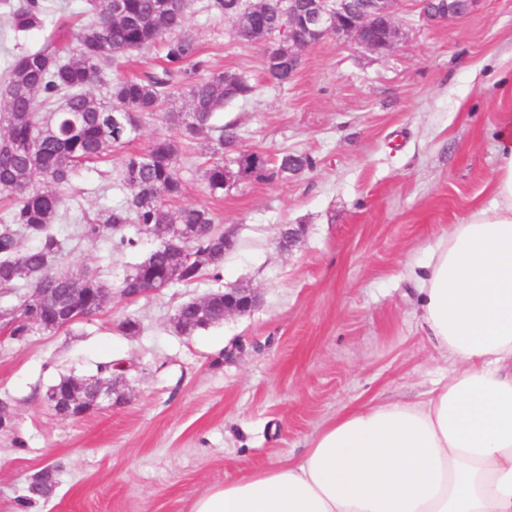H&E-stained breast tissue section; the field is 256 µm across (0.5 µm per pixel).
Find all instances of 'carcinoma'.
<instances>
[{
	"mask_svg": "<svg viewBox=\"0 0 512 512\" xmlns=\"http://www.w3.org/2000/svg\"><path fill=\"white\" fill-rule=\"evenodd\" d=\"M10 25L16 34L40 29L45 24L41 0H4ZM188 0H89L88 21L73 33L74 45L56 38L41 49L15 55L0 77V193L11 197L12 207L0 218V292L21 286L41 288L52 298H64L70 288H107L99 275L76 280L57 272L52 259L65 243L52 225L67 208L65 191L76 170L98 161L110 150L128 146L148 116L162 114L170 133L154 137L139 150H128L120 162V181L126 199L82 216L78 233L88 241L99 227L115 230L112 249L133 251L139 245L128 230L137 224H180L183 232L197 237L199 249L209 261L188 266L183 253L166 246L146 255L142 278L125 276L120 292L129 288H162L167 273L185 272L183 284L196 281L208 269L222 278L224 232L205 204L174 206L184 192L180 145L208 140L211 156L202 170L209 194L224 195V156L234 157L245 148L233 124L215 125V113L232 101H249L260 93L258 85L243 73L214 72L199 44L179 36L185 24ZM212 7L233 20L246 18L238 32L241 41L266 44L279 34L282 0H257L248 9L246 0H213ZM160 46L162 64L138 76L118 75L105 84L106 99L91 87L102 81L103 66L117 54ZM266 81L286 87L296 76L288 62V43L281 44L277 61L263 64ZM186 101L185 109L172 112L173 97ZM258 180H283L315 167L307 154L282 153L271 160L259 153ZM31 240L34 245H23ZM203 310L186 302L177 308L179 334L192 336L224 321V292L208 294ZM9 335L22 339L39 330L18 309L3 321ZM52 473L42 471L30 484L34 496L52 491Z\"/></svg>",
	"mask_w": 512,
	"mask_h": 512,
	"instance_id": "obj_1",
	"label": "carcinoma"
}]
</instances>
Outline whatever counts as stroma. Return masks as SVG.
Wrapping results in <instances>:
<instances>
[{
	"mask_svg": "<svg viewBox=\"0 0 512 512\" xmlns=\"http://www.w3.org/2000/svg\"><path fill=\"white\" fill-rule=\"evenodd\" d=\"M42 29L14 36L0 5V71L44 46L59 15L84 18L87 0H49ZM405 34L374 55L329 37L309 47L285 88L263 81V48L235 38L211 0H189L183 28L212 70L248 74L250 101L225 104L244 145L269 158L307 154L313 169L234 184L211 198L205 142L184 145L185 204L208 205L228 246L222 280L202 274L131 300L118 287L154 247L113 252L109 235L73 234L79 214L121 200L119 153L74 177L58 271L95 270L113 293L103 311L55 331L12 339L0 326V512H189L209 486L300 455L345 407L407 401L447 373L417 325L415 272L437 238L488 203L498 121L512 115V0H480L453 23L426 25L416 0L395 15ZM286 224L304 225L290 248ZM257 289L251 312L192 336L176 308L220 287ZM136 320L140 331L119 325ZM120 364L112 399L75 421L47 404L63 376ZM52 470L50 495L29 486Z\"/></svg>",
	"mask_w": 512,
	"mask_h": 512,
	"instance_id": "1",
	"label": "stroma"
}]
</instances>
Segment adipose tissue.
I'll list each match as a JSON object with an SVG mask.
<instances>
[{
  "label": "adipose tissue",
  "mask_w": 512,
  "mask_h": 512,
  "mask_svg": "<svg viewBox=\"0 0 512 512\" xmlns=\"http://www.w3.org/2000/svg\"><path fill=\"white\" fill-rule=\"evenodd\" d=\"M496 131L490 204L436 240L417 278L448 376L337 414L300 458L212 485L190 512H512V117Z\"/></svg>",
  "instance_id": "adipose-tissue-1"
}]
</instances>
